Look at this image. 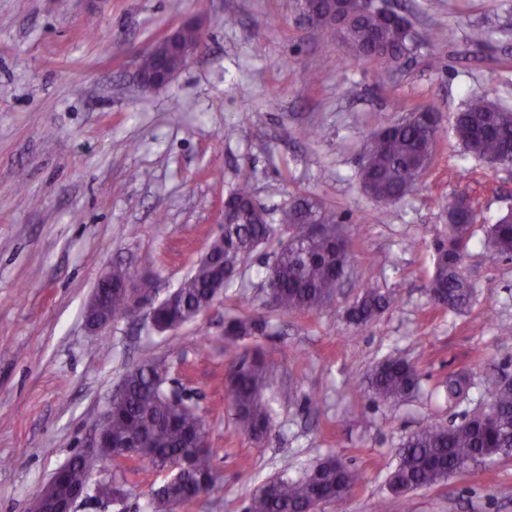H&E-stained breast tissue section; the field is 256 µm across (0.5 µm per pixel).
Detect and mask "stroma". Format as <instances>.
Returning a JSON list of instances; mask_svg holds the SVG:
<instances>
[{"label": "stroma", "instance_id": "obj_1", "mask_svg": "<svg viewBox=\"0 0 512 512\" xmlns=\"http://www.w3.org/2000/svg\"><path fill=\"white\" fill-rule=\"evenodd\" d=\"M390 5L422 39L398 68L348 57L302 19L298 0H0V512H29L54 470L90 450L113 391L147 360L164 361L170 387L195 406L218 475L177 512H246L268 481L301 478L330 456L362 480L321 512H512V456L403 495L388 486L410 434L460 424L487 406L489 380L512 377V260L485 242L486 225L512 208V169L470 154L453 132L474 97L512 108V0ZM188 21L202 27L200 51L143 92L140 53ZM432 29L441 38L430 44ZM407 102L436 112L443 136L415 191L380 204L361 189L363 147ZM245 179L270 223L305 197L338 216L353 272L328 306L270 307L269 245L176 331L143 316L88 329L87 304L112 268L152 278L157 302L178 288ZM461 193L479 212L462 264L472 297L449 311L428 285L448 222L441 204ZM367 280L389 306L359 327L347 310ZM233 316L262 329L228 342ZM255 350L274 367L263 444L237 431L225 389L229 362ZM388 358L419 375L394 406L367 392ZM457 373L468 389L447 397ZM95 477L117 482L122 498L74 512H150L171 473L107 461Z\"/></svg>", "mask_w": 512, "mask_h": 512}]
</instances>
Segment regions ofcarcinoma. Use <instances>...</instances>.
I'll use <instances>...</instances> for the list:
<instances>
[{"mask_svg":"<svg viewBox=\"0 0 512 512\" xmlns=\"http://www.w3.org/2000/svg\"><path fill=\"white\" fill-rule=\"evenodd\" d=\"M318 24L330 36L344 25L343 42L350 57L394 64L409 56L417 39L408 22L381 23L377 8L361 0H344L336 12L316 14ZM411 116H422L433 124L398 122L381 129L364 146L360 184L377 202L398 201L414 190V170L420 160L430 162L442 137L435 114L414 108ZM457 139L470 153L512 165V111L484 97H476L454 123ZM448 235L435 246L429 293L434 303L459 310L470 299V287L460 269L465 248L472 237L467 211L457 198L448 200ZM228 223L214 237V247L222 254V269L195 266L180 284L179 299L184 308L178 325L193 321V312L212 300L218 287L219 271H224V287H229L246 259L262 244L279 241L275 260L269 267L272 307L288 311L322 308L335 295L351 261L347 237L316 198L301 199L283 212L281 223L271 224L266 213L252 205L249 182L244 180L224 200ZM288 238L279 239L281 227ZM488 244L499 256L512 257V222L496 220L486 226ZM107 315L115 319L129 315L127 296L118 283L106 292ZM388 306L387 298L366 285L351 307L348 317L365 326ZM257 329L249 318H231L224 323V335L235 341ZM272 366L260 353L244 354L230 363L225 388L235 412L237 429L255 443H263L270 433V417L263 391L272 376ZM167 371L158 362H144L123 378V391L112 395V419L103 431L112 435L114 458L137 451L155 469H165L175 461L186 465L178 480L154 491L152 512H170L173 503L188 501L214 486L216 475L209 463V449L202 419L188 404L171 401L166 387ZM418 382L417 370L404 360L388 358L379 363L369 380L368 391L376 401L397 403L410 394ZM494 417L471 416L457 426L427 425L414 432L399 451V461L390 477L391 491L397 495L445 483L479 455H494L512 448V384L489 390ZM98 461L73 455L51 494L61 496L89 481ZM356 470L329 457L300 479L279 477L269 490L253 497L247 512H300L312 498L341 500L356 487Z\"/></svg>","mask_w":512,"mask_h":512,"instance_id":"obj_1","label":"carcinoma"}]
</instances>
